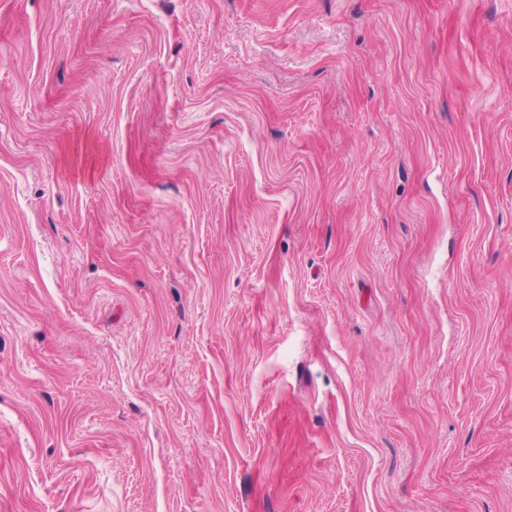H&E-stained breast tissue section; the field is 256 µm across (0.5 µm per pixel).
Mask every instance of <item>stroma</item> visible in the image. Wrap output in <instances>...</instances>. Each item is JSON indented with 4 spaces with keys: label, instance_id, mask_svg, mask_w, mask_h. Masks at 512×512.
Returning <instances> with one entry per match:
<instances>
[{
    "label": "stroma",
    "instance_id": "stroma-1",
    "mask_svg": "<svg viewBox=\"0 0 512 512\" xmlns=\"http://www.w3.org/2000/svg\"><path fill=\"white\" fill-rule=\"evenodd\" d=\"M0 512H512V0H0Z\"/></svg>",
    "mask_w": 512,
    "mask_h": 512
}]
</instances>
